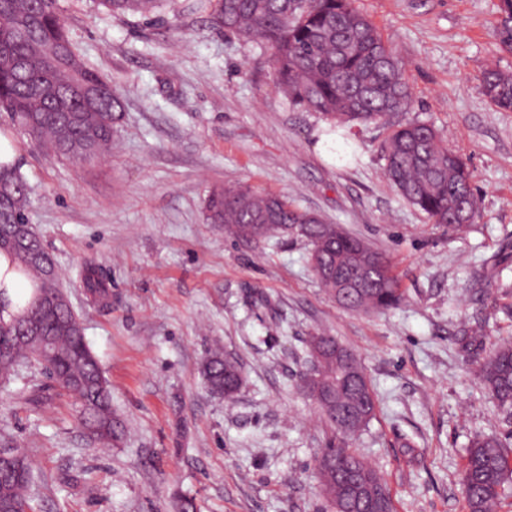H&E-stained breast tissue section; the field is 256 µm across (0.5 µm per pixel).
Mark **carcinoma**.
Instances as JSON below:
<instances>
[{"mask_svg": "<svg viewBox=\"0 0 512 512\" xmlns=\"http://www.w3.org/2000/svg\"><path fill=\"white\" fill-rule=\"evenodd\" d=\"M209 3L212 24L270 51L276 81L290 103L323 115L335 126L351 128L407 111L412 91L402 66L378 28L355 0H195ZM160 0H100L112 13L155 15ZM495 33L512 53V0H499ZM64 48L69 62L47 63ZM495 107L512 110V73L497 68L479 78ZM123 104L117 91L84 69L65 33L57 0H0V112L31 128L39 146L56 155L91 159L112 148ZM387 180L434 224L459 232L479 216L472 173L430 124L407 120L391 126L384 148ZM19 166L0 164V255L4 274L29 283V298L15 309L0 281V381L8 382L29 364L70 396L84 428L95 441L111 446V389L90 350L84 329L46 246L33 233L14 226L28 223L29 192ZM206 220L224 233L246 237L251 227L262 239L296 235L311 246L313 271L330 294L352 311H383L403 299L390 261L338 224L299 209L287 198L244 186L212 190ZM82 280L90 298L111 296L101 268L89 260ZM333 336H313L308 353L320 348L322 370L300 377L328 392L318 411L342 439L364 431L375 416L371 385L355 356H336ZM211 392L233 400L242 387L237 360L217 348L203 366ZM483 384L499 408L512 415V341L499 344L479 364ZM322 486L340 512H396L382 478L365 459L332 440L316 459ZM31 465L24 452L0 462V512H31ZM512 484V441L476 435L470 442L462 485L465 512H496L505 486Z\"/></svg>", "mask_w": 512, "mask_h": 512, "instance_id": "1", "label": "carcinoma"}]
</instances>
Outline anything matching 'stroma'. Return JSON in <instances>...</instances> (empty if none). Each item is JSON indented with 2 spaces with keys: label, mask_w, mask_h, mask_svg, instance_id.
<instances>
[{
  "label": "stroma",
  "mask_w": 512,
  "mask_h": 512,
  "mask_svg": "<svg viewBox=\"0 0 512 512\" xmlns=\"http://www.w3.org/2000/svg\"><path fill=\"white\" fill-rule=\"evenodd\" d=\"M499 0H357L405 65V119L433 125L466 161L479 218L448 231L384 176L386 121L339 138L276 86L268 51L213 28L186 0L155 21L97 0H59L82 65L112 82L123 112L112 153L47 152L0 112L30 188L29 220L112 391L120 436L101 449L71 398L21 368L0 387V439L32 463L35 512H330L316 472L334 430L298 386L310 337L361 361L377 411L347 445L387 481L397 512H465V450L512 424L478 361L512 338V111L485 98L484 69L512 73L494 32ZM291 198L388 258L404 297L385 312L342 308L319 285L305 240L246 241L205 220L227 184ZM95 260L112 302L81 280ZM484 335L463 348L467 330ZM221 345L241 368L233 402L202 366ZM41 389L43 401L29 395ZM413 456H406L405 446Z\"/></svg>",
  "instance_id": "obj_1"
}]
</instances>
